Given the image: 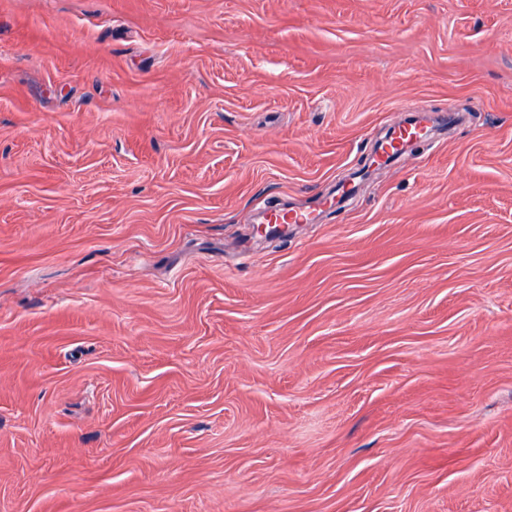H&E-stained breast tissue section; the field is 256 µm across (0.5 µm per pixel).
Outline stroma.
Wrapping results in <instances>:
<instances>
[{"mask_svg": "<svg viewBox=\"0 0 512 512\" xmlns=\"http://www.w3.org/2000/svg\"><path fill=\"white\" fill-rule=\"evenodd\" d=\"M0 512H512V0H0ZM424 130L425 127L417 121H413L407 126L400 128L393 136L380 144L378 159L387 162L402 155L405 145L420 138ZM311 213L294 207L276 208L270 206L263 214V224H306L311 221Z\"/></svg>", "mask_w": 512, "mask_h": 512, "instance_id": "obj_1", "label": "stroma"}]
</instances>
